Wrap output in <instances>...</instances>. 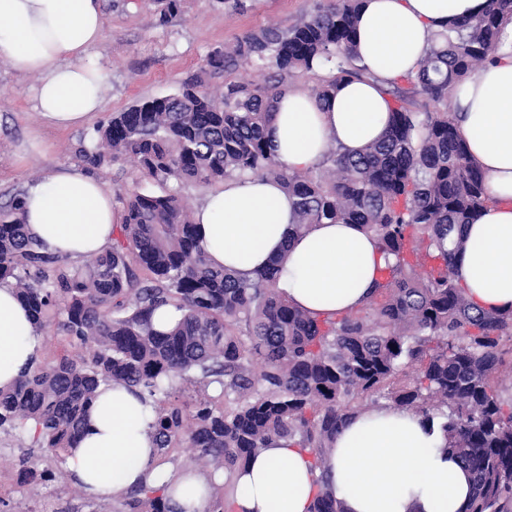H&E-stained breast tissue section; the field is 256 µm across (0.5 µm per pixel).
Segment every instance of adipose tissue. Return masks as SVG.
Returning <instances> with one entry per match:
<instances>
[{
  "label": "adipose tissue",
  "mask_w": 512,
  "mask_h": 512,
  "mask_svg": "<svg viewBox=\"0 0 512 512\" xmlns=\"http://www.w3.org/2000/svg\"><path fill=\"white\" fill-rule=\"evenodd\" d=\"M485 0H362L358 61L366 75L318 100L302 85L280 97L268 139L277 157L307 168L337 146L356 153L388 131L389 83L415 73L437 34L479 15ZM103 0H0V57L39 77L35 107L50 125H85L103 108L101 68L87 57L104 36ZM463 86L456 122L485 175L490 201L463 229L455 275L476 309L512 311V24ZM31 235L78 261L105 251L120 221L111 192L81 165L57 168L24 195ZM212 266L251 278L270 269L289 304L333 319L363 307L388 257L357 224L294 230L293 200L279 181L245 176L206 190L194 208ZM43 337L9 285H0V388L37 359ZM153 411L138 391L104 385L65 465L85 495L119 499L135 486L159 488L170 512H209L217 477L159 463ZM421 416L388 404L348 420L328 455V485L307 451L277 439L235 474V512H309L328 493L344 512H461L470 478Z\"/></svg>",
  "instance_id": "adipose-tissue-1"
}]
</instances>
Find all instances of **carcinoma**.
<instances>
[{
    "label": "carcinoma",
    "instance_id": "cac0c4a2",
    "mask_svg": "<svg viewBox=\"0 0 512 512\" xmlns=\"http://www.w3.org/2000/svg\"><path fill=\"white\" fill-rule=\"evenodd\" d=\"M167 21L180 0H150ZM360 0H313L291 27L270 24L207 52L174 92L115 112L76 148L101 171L130 163L139 180L113 190L121 223L105 252L76 264L26 231L23 195L0 205V283L15 288L36 329L66 337L69 355L37 359L0 389V432H15L61 467L106 384L139 390L155 412L160 457L188 452L224 473L214 492L237 493L235 470L288 438L323 467L346 422L386 401L438 421L448 452L467 468L473 493L461 512H512V312L477 311L455 278L462 226L489 202L485 177L455 123L459 85L495 50L512 22V0H487L481 15L438 35L413 75L392 83L389 132L358 155L331 146L314 166L290 170L267 128L295 74L318 68L327 98L344 77L364 74L355 52ZM267 70L210 87L245 65ZM278 180L295 199L296 230L360 224L395 263L368 304L317 320L288 304L270 272L242 279L210 266L181 194L235 177ZM153 182L159 193L142 190ZM172 304L182 319L152 323ZM216 385L219 406L207 397ZM196 393L192 403L181 400ZM126 512H169L143 485ZM311 512H344L323 493Z\"/></svg>",
    "mask_w": 512,
    "mask_h": 512
}]
</instances>
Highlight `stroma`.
Listing matches in <instances>:
<instances>
[{
  "instance_id": "obj_1",
  "label": "stroma",
  "mask_w": 512,
  "mask_h": 512,
  "mask_svg": "<svg viewBox=\"0 0 512 512\" xmlns=\"http://www.w3.org/2000/svg\"><path fill=\"white\" fill-rule=\"evenodd\" d=\"M104 39L92 66L104 67L105 104L100 120L139 101L167 94L196 72L213 47L277 23L294 25L312 0H250L242 13L225 11L220 0H180L175 19L160 22L153 6L139 0H104ZM37 78L15 71L0 58V201L24 193L58 165L76 163L74 149L92 126L59 130L34 108ZM23 451L0 435V502L6 512H120L121 502L88 498L71 481H40L23 472Z\"/></svg>"
}]
</instances>
